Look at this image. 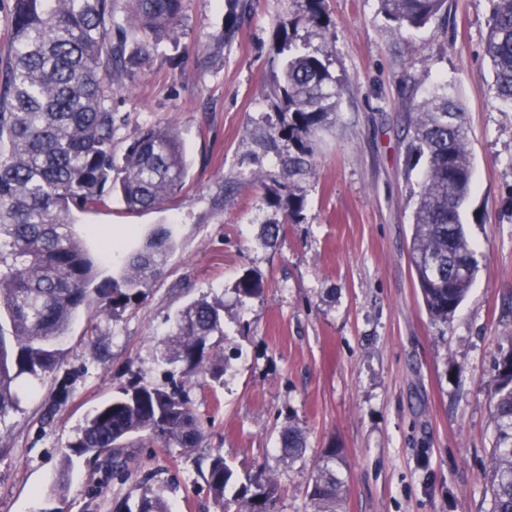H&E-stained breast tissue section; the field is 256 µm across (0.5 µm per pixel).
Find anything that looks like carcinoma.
<instances>
[{
	"mask_svg": "<svg viewBox=\"0 0 512 512\" xmlns=\"http://www.w3.org/2000/svg\"><path fill=\"white\" fill-rule=\"evenodd\" d=\"M445 0H382L386 15L418 29L435 17ZM183 0H130L118 15L113 0H12L10 65L0 91V418L17 408L16 382L24 374L52 373L60 343L73 316L97 304L125 307L143 295L173 250L172 232L160 229L135 253L118 278L99 280L107 256L94 255L74 229L73 213L87 211L107 192L121 196L131 211L158 208L182 189L187 161L178 133L168 127L147 130L125 150L114 151L115 119L108 104L112 72L131 70L148 47L170 36ZM497 97L512 106V0H493L484 47ZM340 88L323 62L295 51L282 64L273 95L283 101L273 127L278 138L297 144L284 179L315 166L310 136L337 98ZM413 143L427 156L414 210L411 262L417 287L434 323H448L464 301L478 265L462 223L473 162L464 112L446 92H436L417 113ZM259 280L241 277L233 292L243 304L259 294ZM224 335V302L197 300L176 318L164 357L201 370L219 384L224 352L208 344ZM495 432L488 491L491 512H512V345L496 362ZM201 422L184 396L148 385H131L91 410L72 457L102 459L119 475L127 461L126 441L143 436L161 448L194 449ZM281 461L290 467L307 450L306 434L294 424L280 434ZM336 449L320 458L307 485L310 512H341L344 478ZM207 487L221 512L234 490L236 512H269L271 477L236 473L215 455ZM117 512H170L149 487L133 505Z\"/></svg>",
	"mask_w": 512,
	"mask_h": 512,
	"instance_id": "cac0c4a2",
	"label": "carcinoma"
}]
</instances>
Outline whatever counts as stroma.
Listing matches in <instances>:
<instances>
[{"instance_id": "35a3bbf8", "label": "stroma", "mask_w": 512, "mask_h": 512, "mask_svg": "<svg viewBox=\"0 0 512 512\" xmlns=\"http://www.w3.org/2000/svg\"><path fill=\"white\" fill-rule=\"evenodd\" d=\"M492 7L446 0L425 27L405 30L381 0H183L172 37L115 76L108 95L116 154L149 128H174L184 186L147 211L110 196L76 225L96 252L119 236L107 277L158 228L172 229L176 247L143 299L79 313L54 373L21 377L18 406L0 419V512H114L146 486L171 512H217L205 484L215 448L238 472L275 479L271 512H309L307 485L329 448L346 481L343 512H490L495 363L512 336V107L496 99L484 55ZM292 46L319 57L341 93L290 219L276 198L296 147L262 143L282 107L268 91ZM442 86L469 131L462 221L479 263L445 325L429 319L408 256L426 166L412 121ZM268 224L284 227L270 245ZM247 274L263 291L240 305L233 287ZM202 297L224 301L220 385L161 360L176 314ZM133 383L188 396L198 449L135 441L121 477L78 457L58 493L62 451L86 413ZM291 422L309 448L288 468L279 432Z\"/></svg>"}]
</instances>
